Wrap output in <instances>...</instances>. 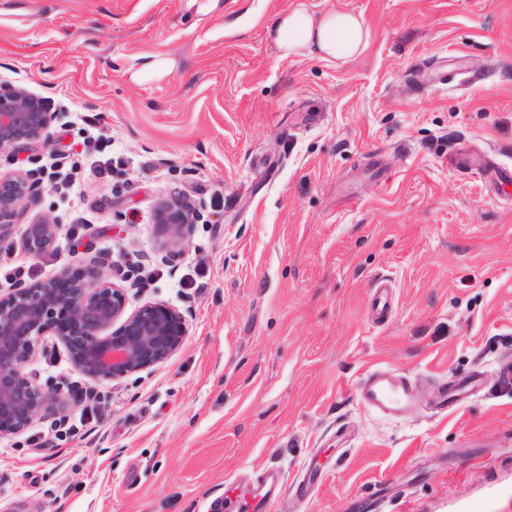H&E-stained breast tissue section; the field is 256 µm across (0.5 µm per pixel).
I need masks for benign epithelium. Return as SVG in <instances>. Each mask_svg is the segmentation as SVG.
Segmentation results:
<instances>
[{"mask_svg":"<svg viewBox=\"0 0 512 512\" xmlns=\"http://www.w3.org/2000/svg\"><path fill=\"white\" fill-rule=\"evenodd\" d=\"M56 118L42 97L0 82V152L47 143ZM40 188L33 172L0 178V243L13 235L17 207L36 203ZM200 218V209L180 200L161 205L156 213L173 244L184 242L188 227ZM59 233V225L38 218L9 247L39 257ZM53 285L48 279L0 294V438L23 432L39 416L66 411L61 394L44 390L26 372L44 336L54 334L73 367L96 382L147 370L169 359L184 342L186 318L179 310L147 302L128 311L125 288L95 264L73 277L67 293H57Z\"/></svg>","mask_w":512,"mask_h":512,"instance_id":"7a95c632","label":"benign epithelium"}]
</instances>
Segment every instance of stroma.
I'll return each mask as SVG.
<instances>
[{
  "mask_svg": "<svg viewBox=\"0 0 512 512\" xmlns=\"http://www.w3.org/2000/svg\"><path fill=\"white\" fill-rule=\"evenodd\" d=\"M300 4L360 15L366 49L281 58L267 27ZM148 56L171 69L134 80ZM1 80L59 119L49 145L0 153V177L59 152L103 172L78 199L44 178L19 207L15 234L44 217L62 235L0 254V292L118 262L144 281L130 308L175 307L187 335L100 384L93 413L45 336L29 372L68 418L0 439V512H207L309 463L320 485L271 512H512V185L452 164L512 167V0H0ZM174 197L203 218L169 253L155 215ZM377 368L410 376L417 407L362 406ZM475 371L484 387L439 413L441 384ZM371 310L378 320L388 318L392 311V291L389 285L375 281L371 297Z\"/></svg>",
  "mask_w": 512,
  "mask_h": 512,
  "instance_id": "1",
  "label": "stroma"
}]
</instances>
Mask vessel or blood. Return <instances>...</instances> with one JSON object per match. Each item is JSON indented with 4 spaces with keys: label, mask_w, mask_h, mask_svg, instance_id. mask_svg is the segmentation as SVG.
I'll return each mask as SVG.
<instances>
[{
    "label": "vessel or blood",
    "mask_w": 512,
    "mask_h": 512,
    "mask_svg": "<svg viewBox=\"0 0 512 512\" xmlns=\"http://www.w3.org/2000/svg\"><path fill=\"white\" fill-rule=\"evenodd\" d=\"M371 310L376 319L383 320L392 311V291L384 282H375L371 297ZM482 384L480 373L443 384L436 406L445 410L460 406L465 399ZM358 396L361 403L369 408L395 416L407 411L416 404L415 391L408 377L385 369L368 373L359 385ZM320 474L315 467H307L301 479L283 486L278 474L272 473L257 482L246 496L222 492L218 500L224 512H268L282 488H289L296 497H306L318 486Z\"/></svg>",
    "instance_id": "obj_1"
}]
</instances>
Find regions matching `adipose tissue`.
<instances>
[{"mask_svg": "<svg viewBox=\"0 0 512 512\" xmlns=\"http://www.w3.org/2000/svg\"><path fill=\"white\" fill-rule=\"evenodd\" d=\"M268 31L286 57L346 59L359 53L365 44L362 21L348 12L330 11L318 17L300 6L279 15Z\"/></svg>", "mask_w": 512, "mask_h": 512, "instance_id": "adipose-tissue-1", "label": "adipose tissue"}]
</instances>
